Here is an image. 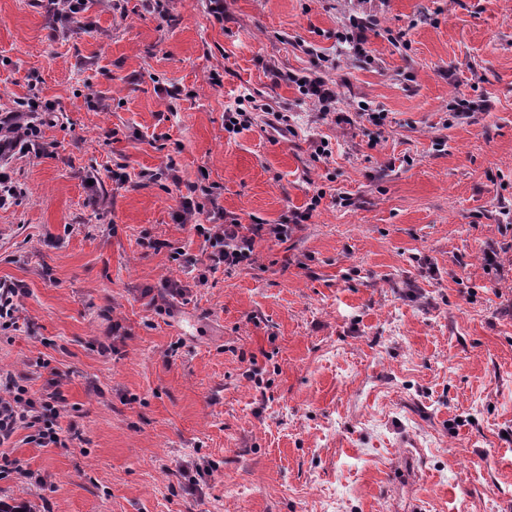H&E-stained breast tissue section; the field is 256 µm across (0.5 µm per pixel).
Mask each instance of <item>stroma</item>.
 <instances>
[{"label":"stroma","mask_w":512,"mask_h":512,"mask_svg":"<svg viewBox=\"0 0 512 512\" xmlns=\"http://www.w3.org/2000/svg\"><path fill=\"white\" fill-rule=\"evenodd\" d=\"M53 26L0 0V118L55 105L9 161L27 194L0 208V282L24 294L0 366L59 380L77 438L18 431L5 450L45 485L0 480V503L512 512V0H88ZM315 75L379 121L321 118L296 84ZM247 95L286 122L225 131ZM194 184L214 223L287 241L207 269L175 219Z\"/></svg>","instance_id":"35a3bbf8"}]
</instances>
